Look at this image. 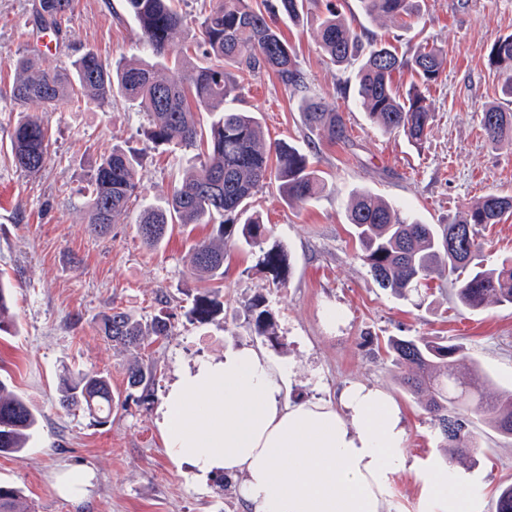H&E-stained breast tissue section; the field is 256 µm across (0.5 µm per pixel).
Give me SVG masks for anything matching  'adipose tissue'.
Returning <instances> with one entry per match:
<instances>
[{
    "mask_svg": "<svg viewBox=\"0 0 512 512\" xmlns=\"http://www.w3.org/2000/svg\"><path fill=\"white\" fill-rule=\"evenodd\" d=\"M158 413L168 454L198 476L241 478L253 512H386L388 482L406 466L387 391L353 384L336 404L293 403L284 369L248 346L179 370Z\"/></svg>",
    "mask_w": 512,
    "mask_h": 512,
    "instance_id": "obj_1",
    "label": "adipose tissue"
}]
</instances>
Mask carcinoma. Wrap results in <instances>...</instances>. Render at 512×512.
I'll return each instance as SVG.
<instances>
[{
    "label": "carcinoma",
    "mask_w": 512,
    "mask_h": 512,
    "mask_svg": "<svg viewBox=\"0 0 512 512\" xmlns=\"http://www.w3.org/2000/svg\"><path fill=\"white\" fill-rule=\"evenodd\" d=\"M139 27V41L146 57L125 61L116 69L99 56L84 50L63 71H46L29 56L12 59L17 79L10 96L19 105L40 101L56 105L78 95L109 102L118 95L147 112L151 126L147 143L159 146H204L201 167L190 172L173 189L164 204L147 206L139 214L137 233L148 246L160 244L171 224H210L209 237L195 243L190 254V275L199 286L189 293L187 315L204 323L223 309L224 259L237 244L262 247L267 229L249 213V201L268 178L278 182L285 201L301 204L327 190L322 172L309 154L286 142L266 144L261 123L253 112H240L226 105L236 97L244 73L271 72L285 88L297 89L303 76L291 45L279 22L297 25L303 19L306 0H213L201 22L205 65H192L191 47H175L174 38L185 16L174 0H126ZM370 17L385 16L403 29L420 16V0H360ZM70 0H38L37 22L43 28H58ZM319 43L330 62L358 63V100L370 120L382 131L404 133L422 142L433 112L425 95L443 70L445 53L434 46H420L411 54L357 31L337 10H328L321 22ZM490 64L505 74L502 93L512 97V34L492 39ZM412 78L406 93H400L398 77ZM305 124L326 143L348 138L343 116L314 98L299 101ZM214 114L208 132H203L196 113ZM487 138L512 142V111L499 105L481 113ZM14 166L27 175L38 174L50 159V141L39 117L24 116L11 138ZM136 150L114 147L102 156L89 181L87 224L92 233L105 235L111 225L128 217L130 204L140 195ZM512 214V198L489 194L460 211L446 224H423L408 219L403 211L369 192L354 196L348 213L360 259L377 285L408 298L419 294L435 280H448L455 287L458 303L470 310L489 304H512V258L505 257L488 268L480 259L478 226L498 224ZM263 261L283 284L280 274L287 267V254L277 246L264 252ZM254 331L274 336L273 318L253 299L248 304ZM169 315L142 325L122 309L103 316L99 331L112 348L138 351L169 334ZM387 351L402 369L401 384L421 399L424 411L437 430L441 447L458 460L477 453L473 420L503 437L512 438V390L491 393L489 377L466 347L425 337L393 336ZM153 369L134 361L127 367L129 388L150 396ZM112 386L99 374L79 373L63 380L59 406L83 410L105 423L112 413ZM39 424L37 413L25 399L10 390L0 378V453L16 457L27 448ZM0 512H32L22 490L0 484Z\"/></svg>",
    "instance_id": "carcinoma-1"
}]
</instances>
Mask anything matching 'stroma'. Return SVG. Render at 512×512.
Segmentation results:
<instances>
[{"mask_svg": "<svg viewBox=\"0 0 512 512\" xmlns=\"http://www.w3.org/2000/svg\"><path fill=\"white\" fill-rule=\"evenodd\" d=\"M32 4L0 0V279L12 286L14 322L0 332V378L37 412L39 428L22 457L0 454V483L20 487L33 512H249L237 481L220 473L198 479L171 459L156 424L178 370L248 345L283 365L289 400L335 402L351 383L393 396L407 430L406 467L388 483V512H428L423 476L433 467L454 473L478 512H494L499 488L512 484V439L482 427L476 463L449 459L384 345L391 336L463 344L498 387L511 389L512 306L466 309L448 284L395 298L361 261L347 210L353 195L367 191L421 223L444 224L486 194L512 196V143L491 144L480 126L481 112L506 103L503 77L488 53L494 37L512 34V0H423L422 17L407 31L389 19L367 17L359 0H310L301 25L284 26L307 96L342 112L349 141L322 143L305 125L298 95L273 75H242L235 107L257 113L267 141L308 151L330 187L300 205L285 202L275 182L259 190L252 209L271 242L287 251L286 284H275L260 248L231 249L224 262V309L205 324L191 321L182 303L192 285L190 247L210 234V225L175 226L155 247L136 230L144 203L165 201L184 171L199 166L200 149H147L145 113L118 97L105 104L82 97L20 106L10 96V60L18 55L35 56L50 71L67 67L84 48L110 65L141 55L125 0H71L51 50L43 45ZM335 7L354 27L396 43L401 52L426 44L446 51L445 68L428 92L434 118L422 144L375 126L358 102L355 66L334 65L324 55L319 25ZM23 113L38 116L51 137L50 159L34 177L11 159V135ZM115 145L143 150L142 196L125 223L94 236L85 187ZM257 296L272 314L273 338L253 331L246 306ZM115 307L144 323L162 312L171 315L169 335L141 354L157 367L149 400L127 387L130 355L98 332L102 316ZM77 372L109 379L114 404L107 423L58 406L63 376ZM73 469L95 475L80 502L57 488L58 475Z\"/></svg>", "mask_w": 512, "mask_h": 512, "instance_id": "obj_1", "label": "stroma"}]
</instances>
